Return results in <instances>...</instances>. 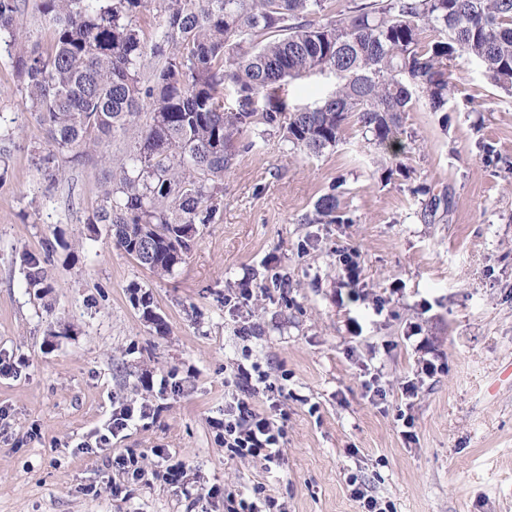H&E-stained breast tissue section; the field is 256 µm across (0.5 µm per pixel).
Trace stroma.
I'll return each mask as SVG.
<instances>
[{"label":"stroma","instance_id":"stroma-1","mask_svg":"<svg viewBox=\"0 0 512 512\" xmlns=\"http://www.w3.org/2000/svg\"><path fill=\"white\" fill-rule=\"evenodd\" d=\"M334 87L289 79L282 95L312 107ZM370 138L351 123L309 155L251 127L214 220L159 278L87 222L134 136L115 134L105 162L52 148L0 48V512H225L223 489L259 487L282 512H362L352 476L393 512H512V94L462 61L449 111L405 114L402 172ZM329 192L348 223H305ZM351 248L349 289L336 253ZM27 252L47 287L28 286ZM423 357L438 370L421 379ZM254 363L283 388L276 408L249 394L286 431L271 468L229 456L216 427ZM119 454L151 476L181 460L189 483L131 479Z\"/></svg>","mask_w":512,"mask_h":512}]
</instances>
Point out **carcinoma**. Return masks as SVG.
<instances>
[{"label":"carcinoma","instance_id":"carcinoma-1","mask_svg":"<svg viewBox=\"0 0 512 512\" xmlns=\"http://www.w3.org/2000/svg\"><path fill=\"white\" fill-rule=\"evenodd\" d=\"M23 0H0V40L47 142L76 155L106 157L117 131H133L139 150L118 182L103 189L88 219L151 272L183 261L196 225L217 211L234 138L253 125L277 126L299 150L317 155L352 121L385 148L418 103L446 112L453 68L476 63L512 94V0H368L332 16L327 0H162L170 46L150 85L136 24L148 0H39L53 49L18 40ZM328 71L335 88L313 107L291 108L282 82ZM239 109L224 111V84ZM150 121L136 122L142 99ZM262 101V109L254 107ZM347 222L336 194L322 195L309 224ZM27 283L46 287V270L23 255Z\"/></svg>","mask_w":512,"mask_h":512}]
</instances>
